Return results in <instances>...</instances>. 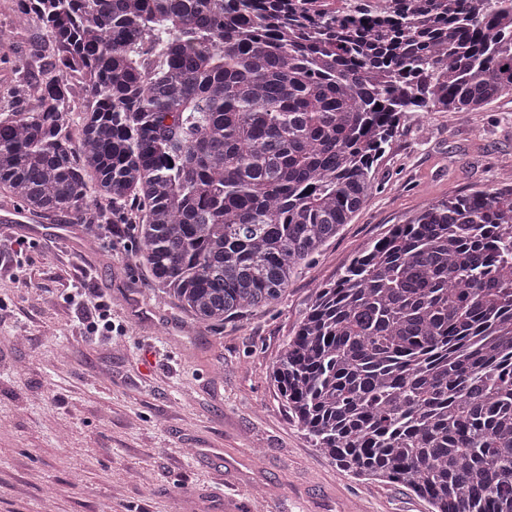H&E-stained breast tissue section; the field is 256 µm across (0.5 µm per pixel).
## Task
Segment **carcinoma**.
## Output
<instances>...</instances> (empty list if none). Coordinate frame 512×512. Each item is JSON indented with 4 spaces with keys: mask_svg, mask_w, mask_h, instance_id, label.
I'll use <instances>...</instances> for the list:
<instances>
[{
    "mask_svg": "<svg viewBox=\"0 0 512 512\" xmlns=\"http://www.w3.org/2000/svg\"><path fill=\"white\" fill-rule=\"evenodd\" d=\"M46 35L0 108V192L135 210V258L221 325L364 203L400 120L512 94V0H16ZM343 470L512 512V184L449 193L317 290L272 366Z\"/></svg>",
    "mask_w": 512,
    "mask_h": 512,
    "instance_id": "1",
    "label": "carcinoma"
}]
</instances>
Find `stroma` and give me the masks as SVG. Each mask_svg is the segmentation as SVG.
Instances as JSON below:
<instances>
[{
    "mask_svg": "<svg viewBox=\"0 0 512 512\" xmlns=\"http://www.w3.org/2000/svg\"><path fill=\"white\" fill-rule=\"evenodd\" d=\"M0 38V81L44 43L12 0H0ZM510 166V96L403 118L373 192L286 296L191 334L133 257V225L52 213L32 218L44 234L0 232V512H430L401 484L342 472L314 448L270 369L317 288L358 251ZM73 281L86 303L70 300ZM102 312L108 336L87 330Z\"/></svg>",
    "mask_w": 512,
    "mask_h": 512,
    "instance_id": "1",
    "label": "stroma"
}]
</instances>
